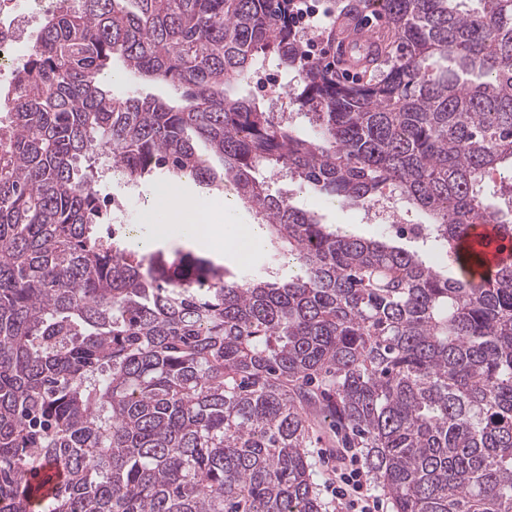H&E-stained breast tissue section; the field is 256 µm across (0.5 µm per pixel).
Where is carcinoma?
<instances>
[{
  "mask_svg": "<svg viewBox=\"0 0 512 512\" xmlns=\"http://www.w3.org/2000/svg\"><path fill=\"white\" fill-rule=\"evenodd\" d=\"M392 24L349 84L311 60L293 0H62L0 114V512H322L308 418L364 453L393 512H512V0H340ZM275 61L312 139L223 87ZM114 62L182 92L112 96ZM202 140L223 163L199 154ZM232 187L299 272L247 278L193 251L102 234L106 161ZM396 194L449 278L391 238L324 224L270 190ZM64 473L40 509L27 475ZM477 238L485 240L487 257L491 266L502 262H512V241L498 238L491 224H473L470 240Z\"/></svg>",
  "mask_w": 512,
  "mask_h": 512,
  "instance_id": "obj_1",
  "label": "carcinoma"
}]
</instances>
